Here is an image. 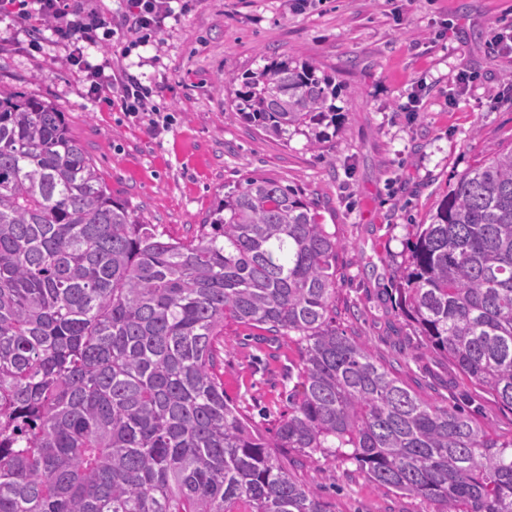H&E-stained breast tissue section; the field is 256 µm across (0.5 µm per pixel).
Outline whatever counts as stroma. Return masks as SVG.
Segmentation results:
<instances>
[{"label":"stroma","mask_w":512,"mask_h":512,"mask_svg":"<svg viewBox=\"0 0 512 512\" xmlns=\"http://www.w3.org/2000/svg\"><path fill=\"white\" fill-rule=\"evenodd\" d=\"M181 8L144 38L104 0L112 40L88 49L103 65L127 51L132 74L157 89L161 133L87 92L64 51L35 50L25 27L0 18V90L65 113L114 196L175 239L196 235L218 198L248 177L278 180L318 205L342 249L336 324L367 338L375 360L423 399L457 405L491 433L512 437L499 406L444 358L428 353L396 308L395 268L410 227L490 147L512 142V55L494 44L512 27V0H175ZM295 58L335 73L344 118L318 146L257 134L227 104L226 78ZM473 79L456 88L463 72ZM224 396L263 429L275 428L296 382V344L266 330L224 326L216 344ZM283 465L321 490L333 512H436L434 502L371 482L355 464L289 453Z\"/></svg>","instance_id":"stroma-1"}]
</instances>
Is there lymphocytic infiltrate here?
<instances>
[{
    "label": "lymphocytic infiltrate",
    "instance_id": "obj_1",
    "mask_svg": "<svg viewBox=\"0 0 512 512\" xmlns=\"http://www.w3.org/2000/svg\"><path fill=\"white\" fill-rule=\"evenodd\" d=\"M121 20L130 29L157 31L166 19L175 14L172 0H122ZM0 15L15 16L18 23L44 27L51 42L68 50L65 63L84 71L88 92L98 96L110 93L133 121L144 123L151 118L152 90L133 74L89 66L86 49L98 46L101 40L112 37L109 21L100 0H0Z\"/></svg>",
    "mask_w": 512,
    "mask_h": 512
}]
</instances>
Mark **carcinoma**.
Here are the masks:
<instances>
[{
    "label": "carcinoma",
    "instance_id": "carcinoma-1",
    "mask_svg": "<svg viewBox=\"0 0 512 512\" xmlns=\"http://www.w3.org/2000/svg\"><path fill=\"white\" fill-rule=\"evenodd\" d=\"M228 84L268 138L315 145L342 119V83L304 61ZM340 249L266 178L173 239L112 196L56 106L0 91V512H331L275 448L439 512H512V438L421 399L336 326ZM395 277L426 349L512 410V145L412 225ZM227 319L301 345L270 437L224 397Z\"/></svg>",
    "mask_w": 512,
    "mask_h": 512
}]
</instances>
